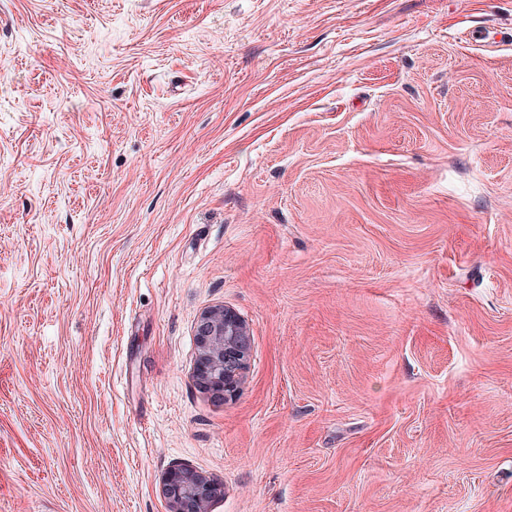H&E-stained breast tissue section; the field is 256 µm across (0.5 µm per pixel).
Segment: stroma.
I'll use <instances>...</instances> for the list:
<instances>
[{
  "label": "stroma",
  "instance_id": "35a3bbf8",
  "mask_svg": "<svg viewBox=\"0 0 512 512\" xmlns=\"http://www.w3.org/2000/svg\"><path fill=\"white\" fill-rule=\"evenodd\" d=\"M176 466L512 512V0H0V512H168ZM195 335L197 383L224 400L232 398L248 364L251 336L247 325L235 312L218 307L201 315Z\"/></svg>",
  "mask_w": 512,
  "mask_h": 512
}]
</instances>
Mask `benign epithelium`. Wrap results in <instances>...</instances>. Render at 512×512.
Here are the masks:
<instances>
[{
  "instance_id": "7a95c632",
  "label": "benign epithelium",
  "mask_w": 512,
  "mask_h": 512,
  "mask_svg": "<svg viewBox=\"0 0 512 512\" xmlns=\"http://www.w3.org/2000/svg\"><path fill=\"white\" fill-rule=\"evenodd\" d=\"M196 338L197 383L225 400L233 397L251 349L247 325L235 312L213 308L201 315ZM161 492L169 512H208L211 501L223 495L224 484L189 467L178 466L165 472Z\"/></svg>"
}]
</instances>
